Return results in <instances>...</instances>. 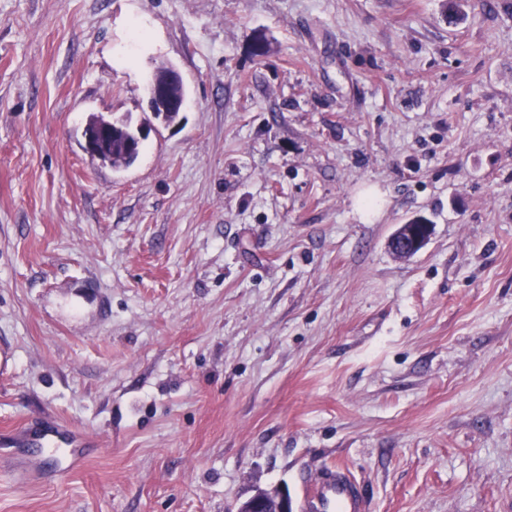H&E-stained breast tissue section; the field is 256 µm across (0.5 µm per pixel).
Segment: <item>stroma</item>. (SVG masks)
I'll return each mask as SVG.
<instances>
[{"mask_svg": "<svg viewBox=\"0 0 512 512\" xmlns=\"http://www.w3.org/2000/svg\"><path fill=\"white\" fill-rule=\"evenodd\" d=\"M457 2L0 0V431L99 444L0 512H303L336 465L368 512H512V0ZM92 113L149 122L131 167ZM149 96L150 102L162 110L153 109L154 119L168 126L177 121L179 112H184L188 103V99L178 101L169 98L166 84L159 81L154 74L149 82ZM86 129H88V131L83 136L84 142L82 145V149L91 160L100 161L98 159V155L101 152L103 138L107 130V125L104 123H99L96 125L86 124L84 131ZM236 512H294V508L288 489L274 486L240 502Z\"/></svg>", "mask_w": 512, "mask_h": 512, "instance_id": "1", "label": "stroma"}]
</instances>
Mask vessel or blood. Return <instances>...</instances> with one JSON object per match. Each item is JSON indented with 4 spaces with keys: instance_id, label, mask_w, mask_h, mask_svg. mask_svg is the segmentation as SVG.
Returning <instances> with one entry per match:
<instances>
[{
    "instance_id": "b4317fda",
    "label": "vessel or blood",
    "mask_w": 512,
    "mask_h": 512,
    "mask_svg": "<svg viewBox=\"0 0 512 512\" xmlns=\"http://www.w3.org/2000/svg\"><path fill=\"white\" fill-rule=\"evenodd\" d=\"M85 435L57 421L35 419L29 426L0 435V463L9 466L14 482L28 484L39 479V472L26 461L28 450L39 446L57 455L62 473L80 468L85 460ZM311 512H365L363 489L345 467L324 472L312 497Z\"/></svg>"
}]
</instances>
